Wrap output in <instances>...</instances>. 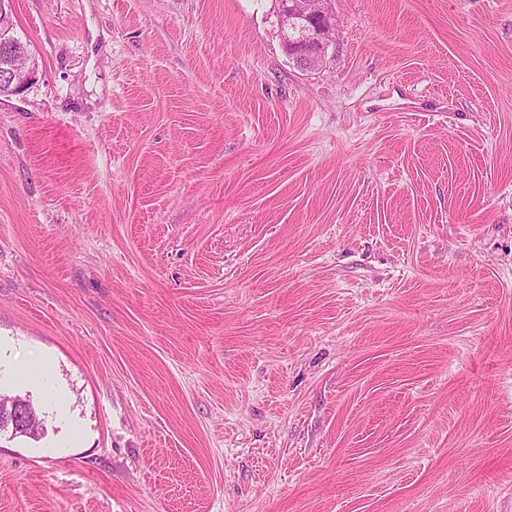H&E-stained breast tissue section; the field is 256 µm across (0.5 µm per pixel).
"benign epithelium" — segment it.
Segmentation results:
<instances>
[{
  "instance_id": "1",
  "label": "benign epithelium",
  "mask_w": 512,
  "mask_h": 512,
  "mask_svg": "<svg viewBox=\"0 0 512 512\" xmlns=\"http://www.w3.org/2000/svg\"><path fill=\"white\" fill-rule=\"evenodd\" d=\"M279 25L294 32L289 39L290 58L304 70L317 71L326 62L328 49L336 39V18L332 0H282L278 8ZM27 52L16 51L10 58L0 60V87L9 94L24 91L34 79L35 65ZM32 409L27 404L3 409L0 407V432L16 433Z\"/></svg>"
}]
</instances>
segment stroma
I'll return each mask as SVG.
<instances>
[{
  "mask_svg": "<svg viewBox=\"0 0 512 512\" xmlns=\"http://www.w3.org/2000/svg\"><path fill=\"white\" fill-rule=\"evenodd\" d=\"M9 6L0 512H512V0ZM332 0L281 1L278 8L282 30L294 32L289 38V56L301 69L317 71L326 62L328 49L336 39V18ZM29 52L15 51L10 58L0 60V94L1 86L6 87L10 95L24 91L35 77V63H31ZM30 404L33 409V412L35 413L36 420L27 422L26 426H22L20 427V429L25 431L22 435L28 434L31 437L37 438L39 432L42 429V421L41 418L39 417V413L35 405L31 400ZM31 407L27 404H20L16 407H11L7 409H3L0 407V434L2 433V431L9 429L8 427L11 426V433L13 436H15L19 426L24 425L25 420L32 413Z\"/></svg>",
  "mask_w": 512,
  "mask_h": 512,
  "instance_id": "stroma-1",
  "label": "stroma"
}]
</instances>
